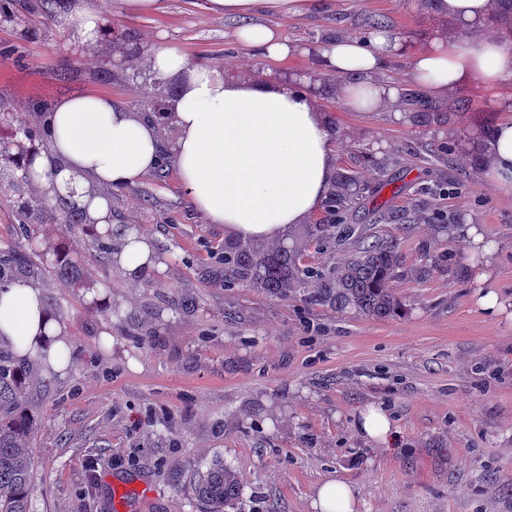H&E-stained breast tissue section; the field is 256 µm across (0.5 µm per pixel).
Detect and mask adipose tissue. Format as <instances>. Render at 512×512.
<instances>
[{"label":"adipose tissue","mask_w":512,"mask_h":512,"mask_svg":"<svg viewBox=\"0 0 512 512\" xmlns=\"http://www.w3.org/2000/svg\"><path fill=\"white\" fill-rule=\"evenodd\" d=\"M433 13L454 19L456 36H435L407 54L398 34L377 30L370 37L339 35L328 39L321 55L326 75L340 82V99L357 112L385 111L400 119L408 110L394 80L385 74L388 60L407 55V76L431 97H443L463 78L500 90L501 109L492 136L482 147L483 177L512 187V43L482 37L489 0H423ZM313 0H204L212 14L240 19L235 42L262 58L283 61L302 51L279 27L254 21L257 12L290 16ZM106 18L91 0H75L65 15L74 39L97 43ZM147 62L156 78L178 82L170 102L175 131L164 144L153 119L132 111L105 93L80 91L58 99L45 114L48 140L36 156L32 183L37 189L74 182L79 202L96 230L112 217L105 189H119L152 173L163 152H170L179 184L208 223L224 225L236 237L276 240L290 224L312 218L325 203L336 173V149L329 119L304 90L269 80L247 78L213 64H190L174 46H151ZM456 234L468 246L472 272L480 287L476 304L496 316L505 301L489 283L498 245L480 225H460ZM112 263L129 283L157 268V252L142 231L125 236ZM0 346L41 372L64 373L74 363L71 339L47 305L41 286L29 278L0 286ZM314 512H353L354 493L342 480L319 482Z\"/></svg>","instance_id":"1"}]
</instances>
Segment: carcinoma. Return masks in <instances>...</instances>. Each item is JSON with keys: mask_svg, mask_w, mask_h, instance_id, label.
Here are the masks:
<instances>
[{"mask_svg": "<svg viewBox=\"0 0 512 512\" xmlns=\"http://www.w3.org/2000/svg\"><path fill=\"white\" fill-rule=\"evenodd\" d=\"M492 20L512 36V0H491ZM404 98L415 101L413 121L429 124L438 118L440 106L413 89ZM372 191L359 180L358 172L341 168L327 200V211L334 217L351 207L358 196ZM22 238L26 243L0 248V284L20 278L36 281L56 277L68 285L90 290L99 285L85 270L84 259L76 249L57 254L54 264L43 263L33 249L35 227L45 223L42 201L22 197L18 202ZM56 209L64 223L83 235L87 249L101 258L111 255L113 242L99 238L83 223L84 212L78 199L62 200ZM317 250H338L353 246L343 263L326 268L311 265L300 254L285 247L273 251L249 241L224 244V287L244 283L271 297L294 292L306 304L336 310H353L366 317L386 319L403 309V301L391 288L392 282L408 274L396 238H383L366 224H315ZM27 371L0 355V512H29L33 490V457L30 448L32 421L25 401ZM194 494L206 512H242L239 481L221 459L207 464L194 484Z\"/></svg>", "mask_w": 512, "mask_h": 512, "instance_id": "carcinoma-1", "label": "carcinoma"}]
</instances>
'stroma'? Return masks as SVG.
Wrapping results in <instances>:
<instances>
[{
	"instance_id": "1",
	"label": "stroma",
	"mask_w": 512,
	"mask_h": 512,
	"mask_svg": "<svg viewBox=\"0 0 512 512\" xmlns=\"http://www.w3.org/2000/svg\"><path fill=\"white\" fill-rule=\"evenodd\" d=\"M96 2L138 43L174 45L192 62L283 80L318 72L326 40L364 36L374 15L387 17L412 51L454 27L415 0H323V8L281 22L305 55L272 63L237 46L234 21L210 16L203 0H162L144 16ZM14 7L45 32L25 41L0 28V98L19 119L35 120L42 105L76 91L111 94L132 108L148 100L143 85L105 76L93 54L75 57L62 19L45 20L30 0ZM499 103L466 78L443 99L438 122L418 125L352 111L331 91L320 97L338 165L376 181L357 161L366 151L392 180L353 205L348 223L375 224L371 208L381 204L390 218L376 224L378 233L399 238L407 266L426 270L394 282L404 308L391 318L308 306L294 293L225 290L228 234L195 211L174 166L110 191L113 222L138 225L170 263L131 287L111 262L86 255L89 274L111 282L119 317L82 289L45 284L46 297L61 303L76 356L64 374L29 372L30 512H204L192 486L215 457L238 474L245 512H312L314 487L328 476L352 486L355 512H512V191L484 182L461 151L446 165L431 156L439 144L484 139L502 116ZM433 203L499 243L492 286L508 302L503 314L478 309L457 236L395 220ZM187 298L196 304L190 316L181 311ZM132 321L149 336L126 335ZM105 329L122 339L109 355L98 346ZM371 404L391 416L390 447L356 427Z\"/></svg>"
}]
</instances>
